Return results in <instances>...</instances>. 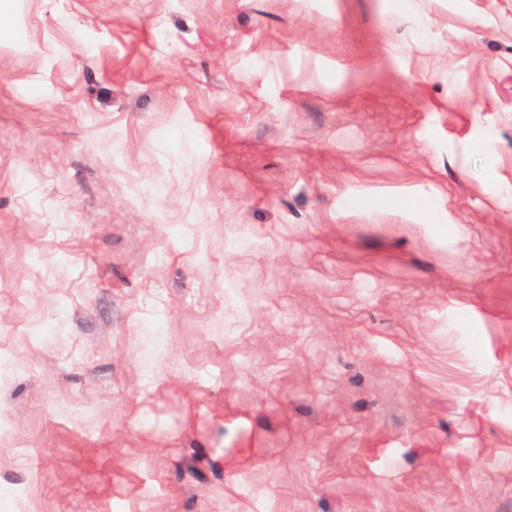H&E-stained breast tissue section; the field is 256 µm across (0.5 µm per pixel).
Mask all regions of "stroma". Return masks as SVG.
I'll return each instance as SVG.
<instances>
[{
  "label": "stroma",
  "instance_id": "35a3bbf8",
  "mask_svg": "<svg viewBox=\"0 0 512 512\" xmlns=\"http://www.w3.org/2000/svg\"><path fill=\"white\" fill-rule=\"evenodd\" d=\"M0 512H512V0H0Z\"/></svg>",
  "mask_w": 512,
  "mask_h": 512
}]
</instances>
